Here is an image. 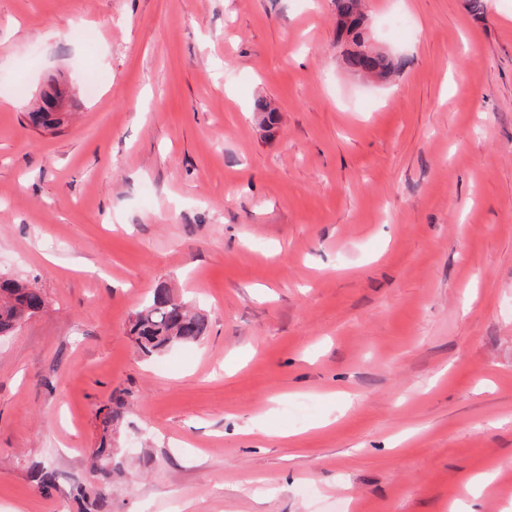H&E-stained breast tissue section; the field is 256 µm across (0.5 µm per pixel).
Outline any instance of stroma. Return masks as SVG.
Returning a JSON list of instances; mask_svg holds the SVG:
<instances>
[{"label": "stroma", "instance_id": "stroma-1", "mask_svg": "<svg viewBox=\"0 0 512 512\" xmlns=\"http://www.w3.org/2000/svg\"><path fill=\"white\" fill-rule=\"evenodd\" d=\"M365 6L389 84L333 0H0V275L47 299L0 337V512H67L29 469L86 481L117 395L112 512H512V0ZM162 284L210 331L145 360ZM344 64L352 72L362 69L375 70L378 74L390 79L399 75L404 61L382 52H378L371 58L359 52L347 51L344 56ZM25 119L29 125L43 130H56L63 126L59 113L46 112L43 106L32 112H25ZM31 482L45 494L58 492L61 487L63 475L57 469L38 463L33 465L29 474Z\"/></svg>", "mask_w": 512, "mask_h": 512}]
</instances>
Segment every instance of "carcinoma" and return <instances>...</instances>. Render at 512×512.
I'll list each match as a JSON object with an SVG mask.
<instances>
[{
	"label": "carcinoma",
	"mask_w": 512,
	"mask_h": 512,
	"mask_svg": "<svg viewBox=\"0 0 512 512\" xmlns=\"http://www.w3.org/2000/svg\"><path fill=\"white\" fill-rule=\"evenodd\" d=\"M334 5L337 40L356 45L365 41L362 0H334ZM344 64L352 72L375 70L390 79L399 75L404 61L382 52L371 58L348 51ZM255 111L260 114V124L267 128L273 129L279 123V113L270 107L269 101L257 100ZM25 119L29 125L43 130H56L62 126L60 115L48 112L42 106L25 113ZM46 305L39 289L0 277V335L10 334L22 321L42 312ZM208 332L209 320L203 310L193 308L164 285L154 289L151 298L136 310L134 320L130 321V335L136 351L146 358L175 347L198 344ZM124 406L123 400L113 405L108 403L98 412L103 436L90 454L91 468L97 472L95 482L77 484L70 490L78 512H112V476L121 471V466L114 455L111 434L112 426L119 424L123 417ZM29 477L41 492L48 495L59 491L63 480L60 471L42 463L33 465Z\"/></svg>",
	"instance_id": "obj_1"
}]
</instances>
